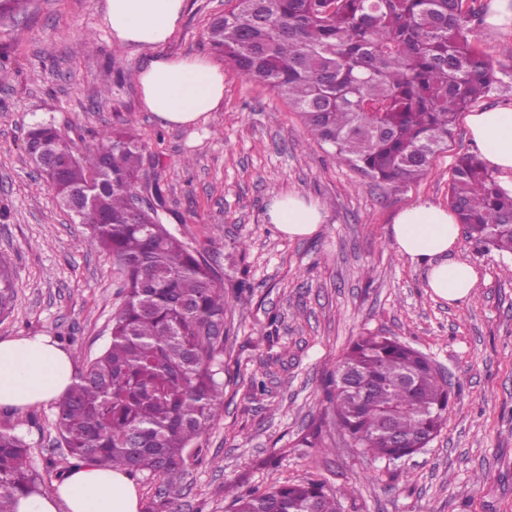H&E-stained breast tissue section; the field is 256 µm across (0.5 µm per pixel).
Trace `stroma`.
<instances>
[{
  "label": "stroma",
  "mask_w": 512,
  "mask_h": 512,
  "mask_svg": "<svg viewBox=\"0 0 512 512\" xmlns=\"http://www.w3.org/2000/svg\"><path fill=\"white\" fill-rule=\"evenodd\" d=\"M225 0H186L168 55L223 65L206 38ZM106 0H32L27 16L0 19V47L19 71L0 86V256L16 293L0 340L47 334L76 368L101 354L123 280L111 257L78 245L85 234L56 203L25 151L28 127L50 120L93 144L103 130L134 131L156 155L164 221L217 268L225 317L224 413L200 439L176 504L180 512H230L238 489L315 474L338 491L342 512H512V256L460 238L454 259L481 273L473 297H435L424 268L393 247L404 207L448 203L458 155L476 153L465 114L426 177L390 184L339 163L298 114L264 85L224 71V101L204 122L168 128L148 112L127 69L146 53L114 42ZM96 39L87 51L86 34ZM319 203L325 224L288 238L267 217L271 199ZM395 336L429 355L453 387L440 435L388 466L348 448L331 427L323 383L365 331ZM264 383L253 392L252 380ZM29 462L45 484L65 465L53 405L19 413ZM321 428L323 447L300 439Z\"/></svg>",
  "instance_id": "stroma-1"
}]
</instances>
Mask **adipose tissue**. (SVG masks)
<instances>
[{
    "label": "adipose tissue",
    "instance_id": "adipose-tissue-1",
    "mask_svg": "<svg viewBox=\"0 0 512 512\" xmlns=\"http://www.w3.org/2000/svg\"><path fill=\"white\" fill-rule=\"evenodd\" d=\"M184 12V0H107L106 20L121 45L149 49L138 70L148 111L164 124L189 126L207 120L224 98V72L207 58L172 57L162 48ZM467 126L486 166L512 190V109L471 113ZM269 221L288 237H308L324 224L318 203L297 194L274 197ZM393 246L423 266L427 286L449 304L468 301L479 283L470 264L452 260L460 227L454 213L426 202L403 208L392 228ZM74 358L52 337L39 334L0 340V406L16 411L47 404L74 383ZM138 491L120 470L85 464L49 490L18 496L16 512H140Z\"/></svg>",
    "mask_w": 512,
    "mask_h": 512
}]
</instances>
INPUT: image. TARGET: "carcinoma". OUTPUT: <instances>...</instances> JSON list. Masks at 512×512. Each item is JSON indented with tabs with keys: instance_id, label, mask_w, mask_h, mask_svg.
I'll return each instance as SVG.
<instances>
[{
	"instance_id": "obj_1",
	"label": "carcinoma",
	"mask_w": 512,
	"mask_h": 512,
	"mask_svg": "<svg viewBox=\"0 0 512 512\" xmlns=\"http://www.w3.org/2000/svg\"><path fill=\"white\" fill-rule=\"evenodd\" d=\"M477 0H228L207 27L211 47L236 75L285 99L307 133L373 180L424 175L453 138L458 113L512 92V65L494 64L469 37L484 19ZM30 0H0V17ZM26 150L60 206L87 235L78 244L112 257L124 298L107 348L56 402L60 446L83 464L147 472L161 482L149 512H178L175 497L197 441L224 411V298L210 260L134 203L156 158L127 129L80 147L53 122L27 131ZM448 206L470 240L512 254V193L473 154L460 156ZM14 283L0 257V314ZM331 425L351 448L386 464L413 455L442 430L451 383L422 352L395 337H357L331 374ZM20 421L0 415V512L43 489ZM232 512H341L315 478L233 496Z\"/></svg>"
}]
</instances>
